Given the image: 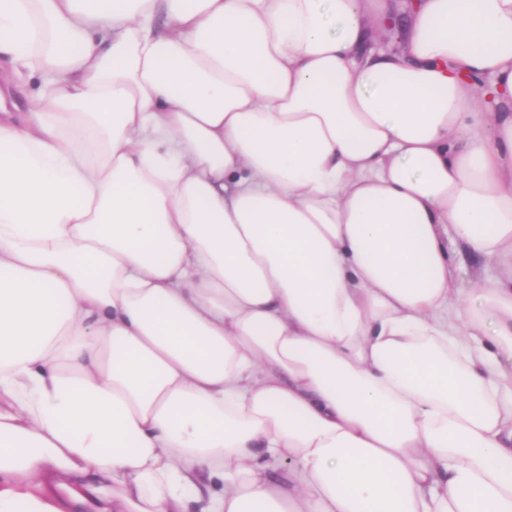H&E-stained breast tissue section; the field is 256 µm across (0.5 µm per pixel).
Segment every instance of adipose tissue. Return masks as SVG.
Here are the masks:
<instances>
[{"mask_svg":"<svg viewBox=\"0 0 512 512\" xmlns=\"http://www.w3.org/2000/svg\"><path fill=\"white\" fill-rule=\"evenodd\" d=\"M0 64V512H512V0H0ZM452 256L454 264L456 265V277L459 288H462L464 291H470L476 288L481 276L490 275L495 272L491 259L476 263L463 246L456 247L453 245Z\"/></svg>","mask_w":512,"mask_h":512,"instance_id":"1","label":"adipose tissue"}]
</instances>
